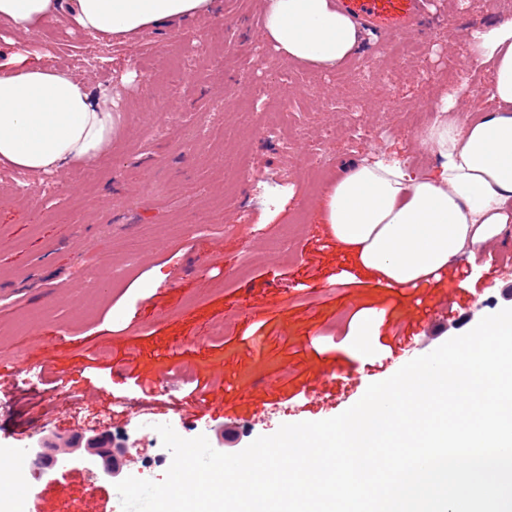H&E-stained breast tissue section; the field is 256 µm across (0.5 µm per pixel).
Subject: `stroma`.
Returning a JSON list of instances; mask_svg holds the SVG:
<instances>
[{"mask_svg": "<svg viewBox=\"0 0 512 512\" xmlns=\"http://www.w3.org/2000/svg\"><path fill=\"white\" fill-rule=\"evenodd\" d=\"M259 2L221 0L206 20L124 45L60 23L40 28L57 64L119 91V120L111 149L89 166L39 179L0 166V340L9 343L0 350V450L45 425L81 428L80 409L120 425L140 406L200 426L235 421L248 444L341 414L369 384L430 353L421 338L435 326L451 323L459 336L476 315L512 306L501 294L512 287V230L494 252L449 265L441 285L396 288L360 267L317 213L331 180L370 152L436 171L405 114L445 94L460 117L487 107L490 74L474 64L468 35L512 20V0H427L431 27L399 36L402 58L369 35L338 73L265 43L252 26ZM255 87L270 89V111L293 112L289 140L255 128ZM373 127L380 139L368 137ZM148 234L161 250L141 247ZM92 267L100 280L82 291ZM365 323L392 353H358ZM219 361L222 405L206 392L154 387L184 363L213 384ZM63 388L69 412L57 399ZM89 390L95 402L82 401ZM1 492L38 512L121 510L113 485L76 464L48 478L2 476Z\"/></svg>", "mask_w": 512, "mask_h": 512, "instance_id": "stroma-1", "label": "stroma"}]
</instances>
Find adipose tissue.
Returning <instances> with one entry per match:
<instances>
[{"label": "adipose tissue", "instance_id": "1", "mask_svg": "<svg viewBox=\"0 0 512 512\" xmlns=\"http://www.w3.org/2000/svg\"><path fill=\"white\" fill-rule=\"evenodd\" d=\"M215 0H0V29L24 37L45 22L128 43L147 28L211 16ZM263 38L288 59L340 69L360 48L358 26L332 0H263ZM476 61L491 67L489 107L474 121L423 132L438 171L418 175L377 157L337 175L319 216L362 267L399 288L439 279L464 251L512 229V21L472 34ZM44 47L0 62V164L31 176L65 172L105 153L117 117L108 89H93L51 61Z\"/></svg>", "mask_w": 512, "mask_h": 512}]
</instances>
